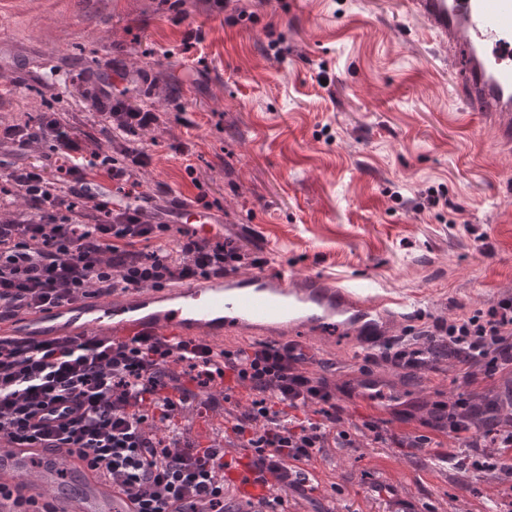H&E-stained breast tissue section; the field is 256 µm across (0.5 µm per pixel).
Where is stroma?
I'll list each match as a JSON object with an SVG mask.
<instances>
[{"mask_svg": "<svg viewBox=\"0 0 512 512\" xmlns=\"http://www.w3.org/2000/svg\"><path fill=\"white\" fill-rule=\"evenodd\" d=\"M173 1L0 0V128L61 112L108 148L93 95L110 81L158 115L131 177L143 208L163 221L172 198L207 204L247 254L238 275L284 267L393 299L397 347L426 350L436 322L512 295V143L468 112L447 39L410 0H181L178 24ZM287 338L336 387L367 362L387 385L339 397L351 443L321 449L322 480L289 489L288 512H388L387 489L419 512H512V482L450 464L465 447L438 421V404L482 393V371L396 367L354 326ZM372 420L385 441L361 437ZM417 435L432 446L392 442Z\"/></svg>", "mask_w": 512, "mask_h": 512, "instance_id": "stroma-1", "label": "stroma"}]
</instances>
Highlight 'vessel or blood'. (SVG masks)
I'll use <instances>...</instances> for the list:
<instances>
[{
    "label": "vessel or blood",
    "mask_w": 512,
    "mask_h": 512,
    "mask_svg": "<svg viewBox=\"0 0 512 512\" xmlns=\"http://www.w3.org/2000/svg\"><path fill=\"white\" fill-rule=\"evenodd\" d=\"M415 4L434 28L454 34L451 49L464 69V99L472 111L506 115L498 134L511 142L512 0H415ZM181 213L194 238L210 239L222 230L209 212L194 204H183ZM385 306V301L336 286L322 276H308L297 286L286 274L258 272L63 304L31 313L15 324H0V335L44 340L97 334L118 341L148 335L218 343L235 328L275 335L290 326H332L340 320L363 326L362 344L371 348L382 341L378 320ZM63 458V451L55 448L4 444L0 446V479H19L32 461H48L53 469L46 473L44 483L67 512H134L133 501L80 461H72L70 476L58 478L55 468ZM224 474L234 490L226 503L228 512L270 495L268 486L257 481L245 462L226 468Z\"/></svg>",
    "instance_id": "1"
}]
</instances>
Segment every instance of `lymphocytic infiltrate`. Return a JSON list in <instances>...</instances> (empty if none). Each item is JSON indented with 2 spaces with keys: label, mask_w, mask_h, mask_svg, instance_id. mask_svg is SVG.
Wrapping results in <instances>:
<instances>
[{
  "label": "lymphocytic infiltrate",
  "mask_w": 512,
  "mask_h": 512,
  "mask_svg": "<svg viewBox=\"0 0 512 512\" xmlns=\"http://www.w3.org/2000/svg\"><path fill=\"white\" fill-rule=\"evenodd\" d=\"M95 104L123 137L158 120L106 88ZM3 140L20 153L49 142L56 175L35 165L6 174L27 210L0 218V322L119 290L218 276L245 258L231 242L174 238L173 225L99 192L101 181L128 180L131 167L148 165L143 149L126 145L119 157L88 158L81 133L56 112L35 125L0 128ZM438 330L461 370L482 366L489 380L512 370V296ZM306 364L292 343L0 337V442L66 449L132 498L136 512H168L174 500L222 505L226 459L242 450L273 479L271 512H286L287 463L310 462L340 421L335 388ZM241 388L246 398H238ZM201 395L210 408L226 404L234 413L205 443L185 435ZM499 402L489 390L459 396L448 405V431L467 448L459 467L512 480V421L481 439L473 432ZM312 405L318 418H299Z\"/></svg>",
  "instance_id": "obj_1"
}]
</instances>
